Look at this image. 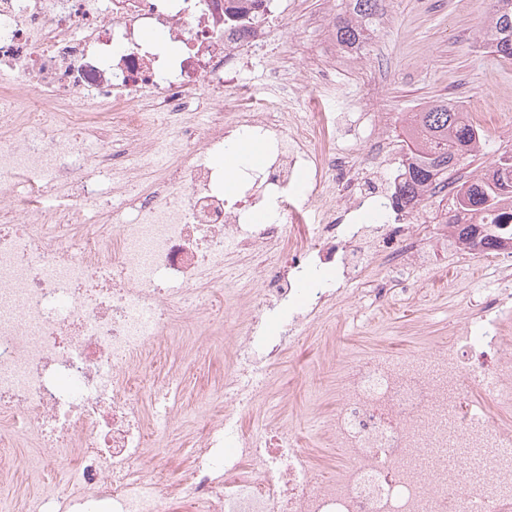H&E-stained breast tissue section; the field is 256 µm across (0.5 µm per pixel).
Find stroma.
Wrapping results in <instances>:
<instances>
[{
    "label": "stroma",
    "mask_w": 512,
    "mask_h": 512,
    "mask_svg": "<svg viewBox=\"0 0 512 512\" xmlns=\"http://www.w3.org/2000/svg\"><path fill=\"white\" fill-rule=\"evenodd\" d=\"M345 6V0H288V13L274 33V53L255 59L253 66L260 72L296 63L299 91L320 112L340 110L367 82H379L377 108L389 117L384 132L397 149L382 168L363 171L366 185L393 190L405 153L402 128L412 113L436 101L458 105L483 132L480 152L457 172L460 180L512 149V60L492 55L482 44L488 0H391L388 23L371 32L359 64L331 71L335 90L326 94L312 61L333 53L322 26ZM453 254V248H440L436 257L393 275L399 293L380 331L373 326L370 276L337 282L336 300L318 323L289 335L284 357L270 373V388L256 395V417L272 425L291 423L312 463L332 468L336 449L320 446L311 427L335 409L344 366L376 349L397 356L427 352L476 301L498 288L512 289V280H501L497 263L484 262L474 274L462 275ZM454 275L459 281L452 288L448 279ZM188 348L195 367L182 394L187 406L218 376L223 361L218 345L190 336L181 346L161 345L169 370L184 369Z\"/></svg>",
    "instance_id": "stroma-1"
}]
</instances>
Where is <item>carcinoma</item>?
Instances as JSON below:
<instances>
[{
    "mask_svg": "<svg viewBox=\"0 0 512 512\" xmlns=\"http://www.w3.org/2000/svg\"><path fill=\"white\" fill-rule=\"evenodd\" d=\"M385 0H348L345 14L336 17V42L360 46L368 39ZM484 42L491 53L512 60V0H491ZM406 153L394 198L418 203L452 187L448 225L458 239L478 238L484 250L512 248L511 238L499 237L500 226L512 220V152L505 151L484 171L456 184L451 174L475 155L481 133L459 107L432 104L413 113L403 128Z\"/></svg>",
    "mask_w": 512,
    "mask_h": 512,
    "instance_id": "carcinoma-1",
    "label": "carcinoma"
}]
</instances>
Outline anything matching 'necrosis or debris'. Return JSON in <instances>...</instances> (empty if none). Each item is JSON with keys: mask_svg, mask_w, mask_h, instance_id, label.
Masks as SVG:
<instances>
[{"mask_svg": "<svg viewBox=\"0 0 512 512\" xmlns=\"http://www.w3.org/2000/svg\"><path fill=\"white\" fill-rule=\"evenodd\" d=\"M234 4L248 32L227 22ZM288 0H0V470L30 451L29 512H512V427L471 414L487 383L512 407V337L499 314L512 290L479 304L487 321L429 355L352 365L321 419L335 472L303 457L294 428L247 427L214 411L235 393L269 311L333 301L322 252L342 241L345 280L389 274L439 232L355 222L338 197L358 189L330 129L380 127L366 102L336 118L300 110L295 79L267 68L266 93L242 75ZM239 135L268 145L229 200L218 157ZM306 177L305 203L288 195ZM114 204L100 208L99 180ZM275 213L270 224L255 210ZM257 260L253 288L225 281L230 252ZM243 316L224 373L194 405L206 418L170 484L167 419L147 415L129 369L187 326L213 328L212 299Z\"/></svg>", "mask_w": 512, "mask_h": 512, "instance_id": "obj_1", "label": "necrosis or debris"}]
</instances>
